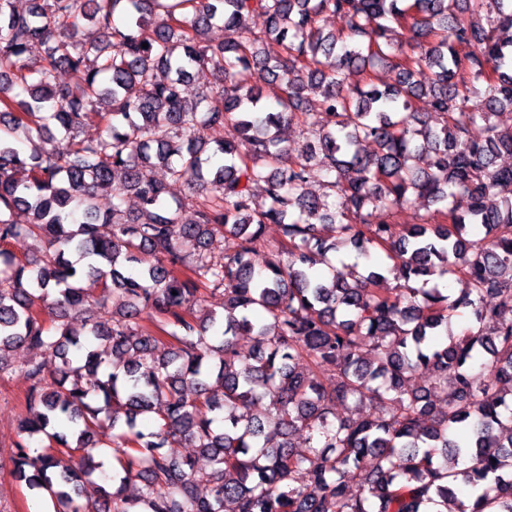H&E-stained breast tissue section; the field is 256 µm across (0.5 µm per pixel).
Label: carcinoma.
Masks as SVG:
<instances>
[{"label": "carcinoma", "mask_w": 512, "mask_h": 512, "mask_svg": "<svg viewBox=\"0 0 512 512\" xmlns=\"http://www.w3.org/2000/svg\"><path fill=\"white\" fill-rule=\"evenodd\" d=\"M28 3L0 0V379L20 344L62 365L21 366L30 386L0 470L53 512H512V196L497 193L512 185L497 165L512 155V0ZM325 14L347 30H324ZM216 25L229 37L214 44ZM268 39L283 45L274 62ZM193 73L213 80L189 100ZM265 81L281 84L273 105ZM92 122L100 134L79 138ZM226 123L236 138L205 136ZM290 123L310 133L297 154L277 136ZM157 166L185 200L169 203ZM321 171L332 179L317 194ZM417 200L420 223L393 222ZM19 238L41 255L15 257ZM340 244L387 262L317 273ZM433 275L465 288L410 285ZM208 292L224 313L204 311ZM91 306L112 316L75 327ZM241 333L260 349L241 351ZM265 399L263 422L252 406ZM350 400L390 410L336 415ZM103 413L109 474L92 453ZM302 432L304 450L291 442ZM183 442L209 460L205 476L162 452Z\"/></svg>", "instance_id": "1"}]
</instances>
